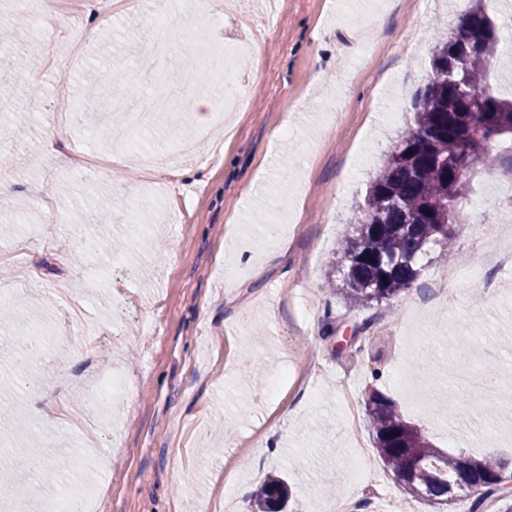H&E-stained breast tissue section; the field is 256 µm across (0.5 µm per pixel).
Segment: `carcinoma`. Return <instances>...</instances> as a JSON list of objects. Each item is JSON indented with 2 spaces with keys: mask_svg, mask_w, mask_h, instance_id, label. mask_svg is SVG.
Returning a JSON list of instances; mask_svg holds the SVG:
<instances>
[{
  "mask_svg": "<svg viewBox=\"0 0 512 512\" xmlns=\"http://www.w3.org/2000/svg\"><path fill=\"white\" fill-rule=\"evenodd\" d=\"M499 45L486 0H470L457 27L435 45L429 79L413 98V121L385 154L336 248L328 288L351 307L391 305L419 279L421 261L431 251L438 260L456 259V235L444 227L461 223L478 174H512V153L491 149L512 140V97L496 95L488 79L487 65ZM365 408L378 457L400 492L429 501L448 495V481L469 468V458L435 447L378 389L369 392ZM508 466L491 456L478 458L475 506L495 494L498 512H512V497L498 486ZM287 497L286 483L271 476L255 492L253 512H282Z\"/></svg>",
  "mask_w": 512,
  "mask_h": 512,
  "instance_id": "carcinoma-1",
  "label": "carcinoma"
}]
</instances>
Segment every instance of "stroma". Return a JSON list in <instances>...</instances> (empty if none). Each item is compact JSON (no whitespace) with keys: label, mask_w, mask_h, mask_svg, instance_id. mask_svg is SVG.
<instances>
[{"label":"stroma","mask_w":512,"mask_h":512,"mask_svg":"<svg viewBox=\"0 0 512 512\" xmlns=\"http://www.w3.org/2000/svg\"><path fill=\"white\" fill-rule=\"evenodd\" d=\"M84 0L59 13L52 36L15 29L0 48L38 60L0 75V98L42 82L23 113L26 149L0 137V285L18 311L41 302L47 348L32 372H5L0 402L20 425L5 436L14 486L27 497L0 512H54L56 488L34 480L78 449L80 480L96 512H250L266 475L292 491L289 512H331L357 494L359 512H381L348 470L350 433L337 392L356 400L379 389L438 447L512 459V212L499 203L508 178L485 172L456 237L464 264L431 263L393 303L356 309L330 293L333 247L347 229L427 80L439 35L467 0H238L236 12L206 0ZM500 52L494 87L512 93V0H487ZM249 26H242L240 17ZM234 58V81L201 84L186 47ZM171 89L170 106L141 129L133 97ZM111 99L95 114L96 92ZM209 95L198 122L191 102ZM236 106L225 110L226 99ZM60 135L98 168L64 165L47 145ZM107 248H84L80 226ZM481 271L484 283L472 280ZM370 322L362 352L344 336ZM311 372L266 395L282 370ZM494 374L486 401L450 385V371ZM125 375L129 394L92 406L101 378ZM398 512H497L462 491L428 502L398 497Z\"/></svg>","instance_id":"obj_1"}]
</instances>
